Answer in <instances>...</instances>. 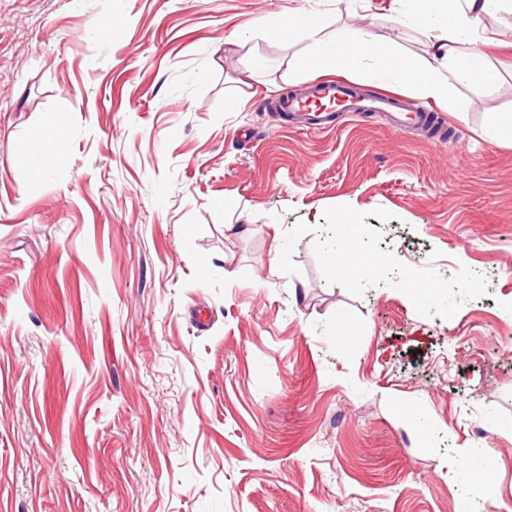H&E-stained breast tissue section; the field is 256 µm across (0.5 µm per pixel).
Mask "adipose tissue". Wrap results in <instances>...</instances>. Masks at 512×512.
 <instances>
[{
    "instance_id": "adipose-tissue-1",
    "label": "adipose tissue",
    "mask_w": 512,
    "mask_h": 512,
    "mask_svg": "<svg viewBox=\"0 0 512 512\" xmlns=\"http://www.w3.org/2000/svg\"><path fill=\"white\" fill-rule=\"evenodd\" d=\"M409 5L427 35H434L443 28L449 29L451 36L448 42L437 47L446 63L449 82L487 79V72L476 66L468 52L471 36L479 29L484 15L498 10L512 14V0H466L467 14L461 22L453 21L447 0H409ZM301 30L315 47L308 66L312 74L328 70L347 73L362 59L376 58L390 72L394 83L411 86L426 99L437 100L445 94V83L429 76L403 54L397 43L379 44L364 35L335 42L325 38L318 28L305 24Z\"/></svg>"
}]
</instances>
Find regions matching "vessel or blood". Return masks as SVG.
I'll return each mask as SVG.
<instances>
[{
  "label": "vessel or blood",
  "instance_id": "obj_1",
  "mask_svg": "<svg viewBox=\"0 0 512 512\" xmlns=\"http://www.w3.org/2000/svg\"><path fill=\"white\" fill-rule=\"evenodd\" d=\"M274 109L316 132L333 128V115L337 112L381 113L390 128L400 134L412 126H428L430 121L427 111L405 108L396 96L387 93L366 95L347 80L315 82L303 93L279 99Z\"/></svg>",
  "mask_w": 512,
  "mask_h": 512
}]
</instances>
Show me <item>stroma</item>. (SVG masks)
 Here are the masks:
<instances>
[{
	"mask_svg": "<svg viewBox=\"0 0 512 512\" xmlns=\"http://www.w3.org/2000/svg\"><path fill=\"white\" fill-rule=\"evenodd\" d=\"M267 20L442 72L406 0H0V512H458L462 448L512 512V16L490 81L399 89L443 144L289 127L311 46ZM61 133H64L61 121L56 120L52 122L49 126L47 136L29 142L26 153L18 156L17 162L19 166L26 168L29 175L33 176L37 173V170L31 167L32 162L29 156L40 155L45 158H50L55 155L61 157Z\"/></svg>",
	"mask_w": 512,
	"mask_h": 512,
	"instance_id": "35a3bbf8",
	"label": "stroma"
}]
</instances>
